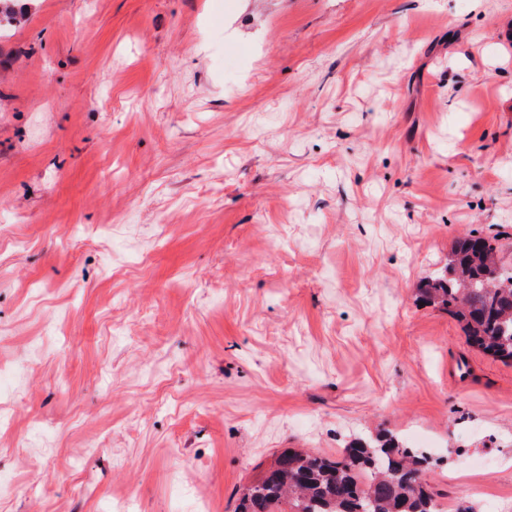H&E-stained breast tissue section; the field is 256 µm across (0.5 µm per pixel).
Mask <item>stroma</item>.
Here are the masks:
<instances>
[{"instance_id": "obj_1", "label": "stroma", "mask_w": 512, "mask_h": 512, "mask_svg": "<svg viewBox=\"0 0 512 512\" xmlns=\"http://www.w3.org/2000/svg\"><path fill=\"white\" fill-rule=\"evenodd\" d=\"M7 6L0 512H234L380 429L503 512L512 365L416 290L470 232L512 266V0Z\"/></svg>"}]
</instances>
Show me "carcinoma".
<instances>
[{"mask_svg":"<svg viewBox=\"0 0 512 512\" xmlns=\"http://www.w3.org/2000/svg\"><path fill=\"white\" fill-rule=\"evenodd\" d=\"M419 292L458 322L471 348L512 364V270L489 239L457 238L444 271ZM430 464L386 431L336 455L287 449L246 488L238 512H441L425 479Z\"/></svg>","mask_w":512,"mask_h":512,"instance_id":"carcinoma-1","label":"carcinoma"}]
</instances>
